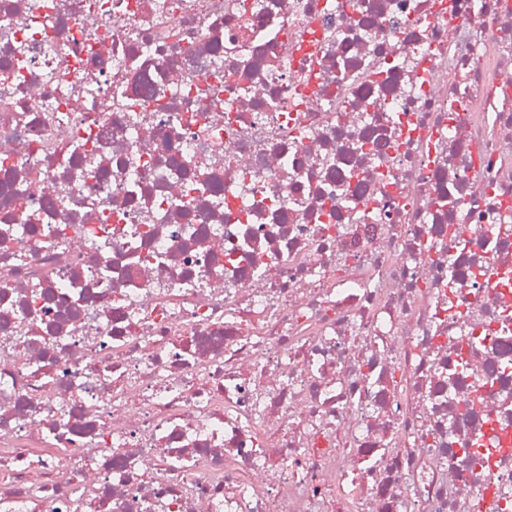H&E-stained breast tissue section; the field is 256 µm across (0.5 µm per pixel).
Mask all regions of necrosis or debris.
I'll use <instances>...</instances> for the list:
<instances>
[{
    "label": "necrosis or debris",
    "instance_id": "necrosis-or-debris-1",
    "mask_svg": "<svg viewBox=\"0 0 512 512\" xmlns=\"http://www.w3.org/2000/svg\"><path fill=\"white\" fill-rule=\"evenodd\" d=\"M0 512H512V0H0Z\"/></svg>",
    "mask_w": 512,
    "mask_h": 512
}]
</instances>
